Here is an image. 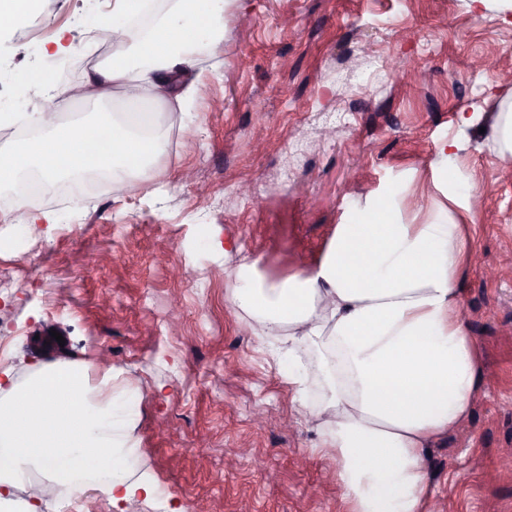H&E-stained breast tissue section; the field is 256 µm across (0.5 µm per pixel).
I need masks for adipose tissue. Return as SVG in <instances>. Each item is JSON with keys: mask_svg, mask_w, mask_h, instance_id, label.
I'll use <instances>...</instances> for the list:
<instances>
[{"mask_svg": "<svg viewBox=\"0 0 512 512\" xmlns=\"http://www.w3.org/2000/svg\"><path fill=\"white\" fill-rule=\"evenodd\" d=\"M227 0H114L112 18L88 14L116 50L77 88L45 92L23 121L35 137L0 149L12 187L38 174L59 179L96 171L113 184L148 168L167 148L156 122L163 102L197 91L189 75L224 39ZM123 100L112 115L67 123L73 94ZM469 260L463 225L403 219L395 189L351 208L313 258L272 280L261 258L234 271L233 303L262 332L268 354L332 449L334 477L350 512H426L424 453L469 419L485 383L463 313L460 273ZM118 372L60 360L21 384L0 375V499L40 468L73 494L85 476L123 471L120 433L139 402L117 401Z\"/></svg>", "mask_w": 512, "mask_h": 512, "instance_id": "adipose-tissue-1", "label": "adipose tissue"}]
</instances>
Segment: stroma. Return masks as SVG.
Segmentation results:
<instances>
[{
  "instance_id": "35a3bbf8",
  "label": "stroma",
  "mask_w": 512,
  "mask_h": 512,
  "mask_svg": "<svg viewBox=\"0 0 512 512\" xmlns=\"http://www.w3.org/2000/svg\"><path fill=\"white\" fill-rule=\"evenodd\" d=\"M112 2L37 0L0 47V101L33 111L56 62L77 82L110 57L81 19H111ZM56 38L65 50L53 56ZM26 73L36 80L19 87ZM196 74L203 97L163 110L167 150L125 189L38 201L0 191V368L20 383L105 346L140 396L123 478L151 477L156 491L115 505L91 485L82 512H342L331 451L234 307L232 271L245 254L267 277L287 275L389 185L406 223L444 208L464 224L461 297L486 374L468 422L425 453L429 512H512V275H486L512 252V180L501 176L512 154L495 126L512 111V11L498 0H228L224 40ZM451 140L458 181L474 188L465 210L436 181ZM43 212L57 228H28ZM210 233L225 253L203 247ZM90 254L107 264L87 266ZM52 330L64 346H34ZM70 501L36 471L0 512Z\"/></svg>"
}]
</instances>
